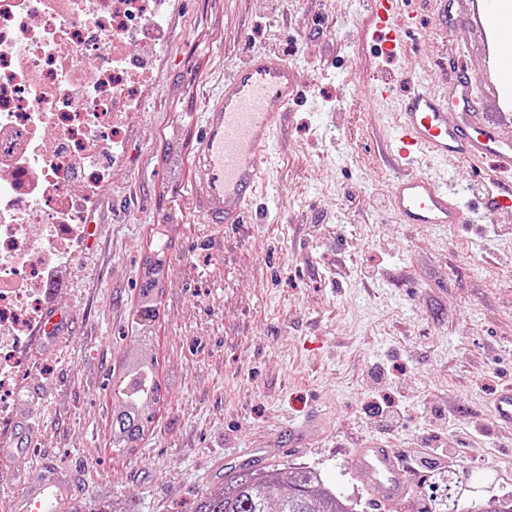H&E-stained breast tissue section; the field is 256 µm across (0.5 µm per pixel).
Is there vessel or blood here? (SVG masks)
<instances>
[{"label": "vessel or blood", "instance_id": "b4317fda", "mask_svg": "<svg viewBox=\"0 0 512 512\" xmlns=\"http://www.w3.org/2000/svg\"><path fill=\"white\" fill-rule=\"evenodd\" d=\"M373 35L386 56L396 55L407 28L399 22L400 0H369ZM481 34L494 51L495 83L512 92V22L499 15L497 0H483ZM394 77L377 86L379 106H393L388 124L389 147L403 168L391 185L392 212L401 224H472L475 216L460 202L446 169L466 163L490 165L493 172H512V140L503 138L495 123L480 119L472 109L475 80L457 76L449 94L433 89L422 77L410 80L408 91L394 97ZM298 96L295 69L280 55L247 59L225 83L218 98H206L202 125L193 150L194 177L204 192L198 212L209 224H240L259 196L274 161L276 137ZM460 112L449 116L448 103ZM70 316L49 307L36 331L52 342L65 333ZM496 418L512 426V383L501 385L492 400ZM34 422L14 428L0 452L21 451L33 442ZM349 464L368 474L369 490L384 512H391L407 493L405 471L388 449L369 443L355 450ZM79 492L76 474L68 466L42 463L26 475L12 501V512H67Z\"/></svg>", "mask_w": 512, "mask_h": 512}]
</instances>
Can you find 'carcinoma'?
<instances>
[{"label":"carcinoma","mask_w":512,"mask_h":512,"mask_svg":"<svg viewBox=\"0 0 512 512\" xmlns=\"http://www.w3.org/2000/svg\"><path fill=\"white\" fill-rule=\"evenodd\" d=\"M155 281H142L144 298L141 318L156 317V306L149 296ZM112 397L118 402L112 413V445L132 448L151 420L149 407L160 402L161 389L154 364L138 363L129 367L112 385ZM68 512H134L127 506L113 508L112 501L95 497L76 501ZM195 512H353L350 503L327 488L318 472L300 470L291 475L275 468L257 473L246 469L236 475L230 486L207 493Z\"/></svg>","instance_id":"cac0c4a2"}]
</instances>
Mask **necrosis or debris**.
Masks as SVG:
<instances>
[{"mask_svg":"<svg viewBox=\"0 0 512 512\" xmlns=\"http://www.w3.org/2000/svg\"><path fill=\"white\" fill-rule=\"evenodd\" d=\"M171 0H0V411L121 164Z\"/></svg>","mask_w":512,"mask_h":512,"instance_id":"1","label":"necrosis or debris"}]
</instances>
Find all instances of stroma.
<instances>
[{
  "label": "stroma",
  "instance_id": "1",
  "mask_svg": "<svg viewBox=\"0 0 512 512\" xmlns=\"http://www.w3.org/2000/svg\"><path fill=\"white\" fill-rule=\"evenodd\" d=\"M476 2L410 0L418 25L386 57L365 34L367 0H172L168 50L147 62L154 80L122 164L58 290L71 329L42 357L19 351L4 420L33 415L43 428L0 458V512L45 461L75 470L80 499L194 512L233 477L225 457L254 446L262 466L316 470L357 512H377L349 458L366 441L413 453L427 430L448 457L407 473L394 512H426L451 472L460 507L512 498V429L487 406L512 379V208L489 223H398L374 103L383 74L410 67L444 93L461 73L480 81L474 111L497 119ZM260 52L295 67L300 95L248 222L208 224L191 168L204 95ZM448 175L475 210L512 187V174L492 181L465 163ZM159 250V313L144 342L132 321ZM135 357L154 360L163 398L137 447L119 451L110 390ZM314 415L288 452L289 427Z\"/></svg>",
  "mask_w": 512,
  "mask_h": 512
}]
</instances>
